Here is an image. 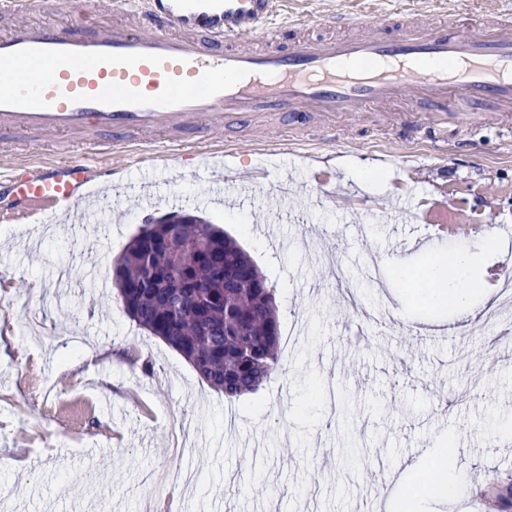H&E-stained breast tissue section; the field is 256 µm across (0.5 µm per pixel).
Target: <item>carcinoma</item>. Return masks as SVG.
I'll return each instance as SVG.
<instances>
[{"mask_svg": "<svg viewBox=\"0 0 512 512\" xmlns=\"http://www.w3.org/2000/svg\"><path fill=\"white\" fill-rule=\"evenodd\" d=\"M123 310L234 402L282 370L274 288L216 224H144L112 265Z\"/></svg>", "mask_w": 512, "mask_h": 512, "instance_id": "obj_1", "label": "carcinoma"}]
</instances>
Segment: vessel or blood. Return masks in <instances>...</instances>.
I'll list each match as a JSON object with an SVG mask.
<instances>
[{"instance_id":"1","label":"vessel or blood","mask_w":512,"mask_h":512,"mask_svg":"<svg viewBox=\"0 0 512 512\" xmlns=\"http://www.w3.org/2000/svg\"><path fill=\"white\" fill-rule=\"evenodd\" d=\"M275 0H113L91 18L75 0L64 26L0 0V137H68L78 152L6 178L18 201L79 209L77 185L110 158L197 155L225 121L254 126L301 112L356 114L408 97L459 122L489 105L512 112V15L463 20L330 17L331 37L273 22Z\"/></svg>"}]
</instances>
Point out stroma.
<instances>
[{
	"instance_id": "1",
	"label": "stroma",
	"mask_w": 512,
	"mask_h": 512,
	"mask_svg": "<svg viewBox=\"0 0 512 512\" xmlns=\"http://www.w3.org/2000/svg\"><path fill=\"white\" fill-rule=\"evenodd\" d=\"M282 19L309 24L350 12L371 32L387 14L472 23L512 13V0H276ZM412 101L337 117L336 143L315 144L325 120L307 112L272 127L267 145L252 128L227 125L211 148L213 172L117 160L114 204L100 223L49 213L23 214L0 189V512H366L382 472L454 443L470 484L456 503L425 512H485L486 482L512 483V359L495 362L483 327L500 306L502 242L481 248L478 225L512 226V122L495 109L473 128L449 125V142L480 133L473 156L447 145L392 135ZM291 145H281L283 135ZM67 146L36 141L0 148V175L17 164L66 156ZM262 159L270 180L289 189L282 212L268 191L246 184V208L211 196L210 179H233ZM380 173L353 178L352 168ZM405 184L409 207L390 199ZM153 197L158 214L184 210L218 224L249 252L275 289L281 333L293 336L285 374L229 403L191 365L131 320L111 276L147 218L132 188ZM446 204L464 227L433 246L393 260V238L419 240L417 215ZM273 224L272 243L255 227ZM473 256L481 283L467 310L418 304L416 285L397 264L422 268L430 254Z\"/></svg>"
}]
</instances>
